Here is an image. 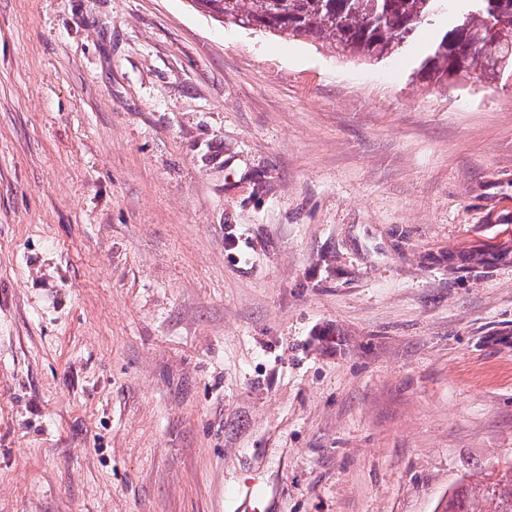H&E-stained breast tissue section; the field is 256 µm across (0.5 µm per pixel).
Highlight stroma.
Wrapping results in <instances>:
<instances>
[{
  "instance_id": "obj_1",
  "label": "stroma",
  "mask_w": 512,
  "mask_h": 512,
  "mask_svg": "<svg viewBox=\"0 0 512 512\" xmlns=\"http://www.w3.org/2000/svg\"><path fill=\"white\" fill-rule=\"evenodd\" d=\"M191 0H0V512H442L512 459V77Z\"/></svg>"
}]
</instances>
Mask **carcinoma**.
Segmentation results:
<instances>
[{
    "instance_id": "cac0c4a2",
    "label": "carcinoma",
    "mask_w": 512,
    "mask_h": 512,
    "mask_svg": "<svg viewBox=\"0 0 512 512\" xmlns=\"http://www.w3.org/2000/svg\"><path fill=\"white\" fill-rule=\"evenodd\" d=\"M222 24L322 42L343 55L386 59L420 31L433 34L417 75L426 82L486 80L512 72V0H191ZM512 512V466L500 478H461L443 512Z\"/></svg>"
}]
</instances>
